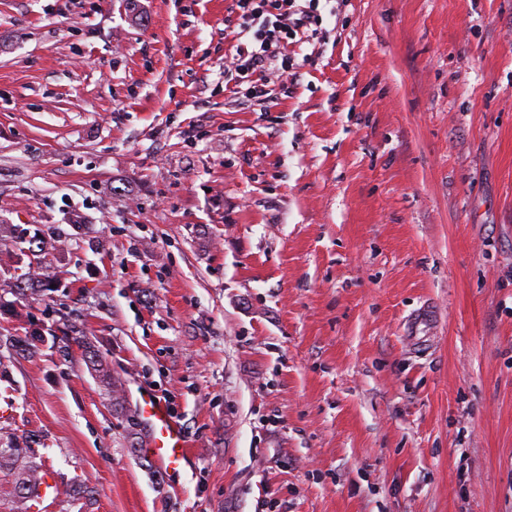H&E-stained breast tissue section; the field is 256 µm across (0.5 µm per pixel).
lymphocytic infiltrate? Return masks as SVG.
<instances>
[{
  "instance_id": "1",
  "label": "lymphocytic infiltrate",
  "mask_w": 512,
  "mask_h": 512,
  "mask_svg": "<svg viewBox=\"0 0 512 512\" xmlns=\"http://www.w3.org/2000/svg\"><path fill=\"white\" fill-rule=\"evenodd\" d=\"M321 0H235L238 34L224 81L234 93L267 103L295 84L290 45L318 39L322 33Z\"/></svg>"
}]
</instances>
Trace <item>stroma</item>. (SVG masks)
I'll list each match as a JSON object with an SVG mask.
<instances>
[{"instance_id":"obj_1","label":"stroma","mask_w":512,"mask_h":512,"mask_svg":"<svg viewBox=\"0 0 512 512\" xmlns=\"http://www.w3.org/2000/svg\"><path fill=\"white\" fill-rule=\"evenodd\" d=\"M233 8L0 0V336L40 348H0V448L42 512H512V0H326L265 106ZM22 229L55 287H11ZM157 399V402H154ZM140 415L149 428L153 459L169 474H179L187 464V441L183 428L166 402L151 391H140ZM33 451L30 448H19V447H11V448H2L0 451V469H6L9 471H13L16 475L15 481V492L16 485L19 479V471L28 468L30 471L36 472V476H34V482L30 485L27 490V496L23 499H18V509L20 512H30L33 511L35 505L38 503V507L43 503L46 498L51 496H56V491L58 489V484L55 480V477L51 473L45 474V485L43 486L42 498L40 502L38 499L40 498L39 487L41 483V475L40 467L32 464V462H24L27 457H30ZM30 502V504H28Z\"/></svg>"}]
</instances>
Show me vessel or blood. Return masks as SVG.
<instances>
[{
  "label": "vessel or blood",
  "instance_id": "obj_1",
  "mask_svg": "<svg viewBox=\"0 0 512 512\" xmlns=\"http://www.w3.org/2000/svg\"><path fill=\"white\" fill-rule=\"evenodd\" d=\"M140 415L149 428L153 459L169 474H177L187 463V441L183 428L172 416L164 400L153 392H140Z\"/></svg>",
  "mask_w": 512,
  "mask_h": 512
}]
</instances>
